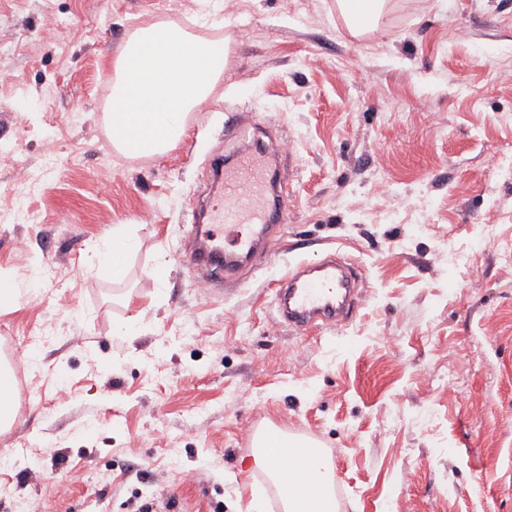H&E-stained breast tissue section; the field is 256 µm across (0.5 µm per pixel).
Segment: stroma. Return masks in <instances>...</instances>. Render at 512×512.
Returning a JSON list of instances; mask_svg holds the SVG:
<instances>
[{"instance_id": "35a3bbf8", "label": "stroma", "mask_w": 512, "mask_h": 512, "mask_svg": "<svg viewBox=\"0 0 512 512\" xmlns=\"http://www.w3.org/2000/svg\"><path fill=\"white\" fill-rule=\"evenodd\" d=\"M165 7L0 0V337L36 361L0 431V512H42L51 479L54 512H252L256 494L282 512L253 422L323 446L338 512H512V0H390L359 38L336 0H184L177 25L228 39L234 77L163 157H126L102 121L113 61ZM242 109L295 145L288 214L203 300L180 263L189 210ZM120 224L135 247L116 281L98 253ZM334 255L365 271L350 318L282 323L280 279Z\"/></svg>"}]
</instances>
